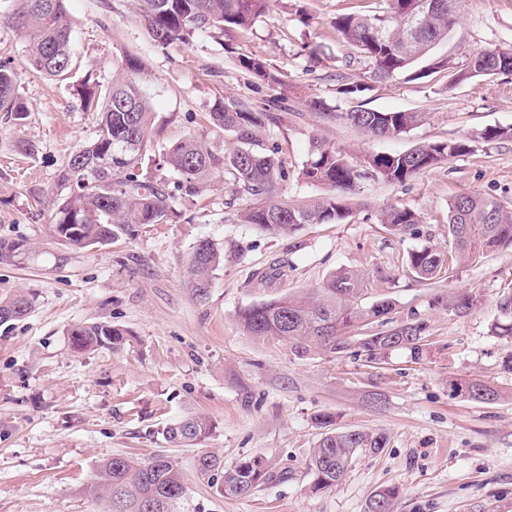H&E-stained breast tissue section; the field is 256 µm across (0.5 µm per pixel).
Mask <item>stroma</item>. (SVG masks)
Instances as JSON below:
<instances>
[{
  "label": "stroma",
  "mask_w": 512,
  "mask_h": 512,
  "mask_svg": "<svg viewBox=\"0 0 512 512\" xmlns=\"http://www.w3.org/2000/svg\"><path fill=\"white\" fill-rule=\"evenodd\" d=\"M384 0H273L251 29L200 35L191 43L156 47L134 0H67L76 69L74 80H112V61L129 52L145 69L143 87L160 116L149 144L163 153L186 137L203 136L215 154L231 138L205 116L233 100L260 110L271 88L251 82L243 57L267 61L287 81L280 123L264 140L277 143L292 170L307 161L311 139L344 152H404L422 144L471 138L467 154L400 185L362 181L345 194L350 214L339 224H308L271 236L240 224L255 206L215 171L211 183L183 200L179 222L148 224L112 244L73 248L55 242L54 187L63 162L94 139L97 116L85 111L72 83L46 79L28 63L29 40L0 6V61L17 73L25 119L0 112V239H21L27 251L0 262V298L21 289L35 296L23 320L0 323V512H103L88 489L100 460L112 455L174 458L189 483L186 512H366L377 490L398 491L395 512H512V337L498 335L499 303L512 296V249L478 263L454 265L420 279L407 265L410 250L445 252L448 205L480 194L512 211V138L483 141L489 127L512 128V74L474 78L449 87L446 72L413 80L371 81L358 53L336 31V16L373 15ZM512 46V0H464L460 17L432 51L465 67L479 50ZM363 83L360 99L340 85ZM321 109H312V102ZM377 111L422 113L396 139L368 136L341 117L354 102ZM34 154H25V147ZM414 211L420 222L400 236L380 224L382 210ZM224 253L210 295L197 303L187 267L199 240ZM341 269L362 274V300L393 302L396 321L427 323L420 353L390 351L370 363L353 351L330 353L246 335L238 312L292 292H312ZM482 304L456 315L442 299L458 292ZM109 322L128 332L120 350L77 353L69 331ZM482 380L497 393L477 401L454 383ZM384 404L368 406L372 393ZM339 430L384 434L381 452L357 453L342 481L310 490V451L319 413ZM209 417L201 447L164 440L162 429L187 414ZM232 465L265 458L274 475L244 498L220 494L198 478L200 449Z\"/></svg>",
  "instance_id": "stroma-1"
}]
</instances>
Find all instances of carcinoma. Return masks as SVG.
<instances>
[{
	"label": "carcinoma",
	"instance_id": "1",
	"mask_svg": "<svg viewBox=\"0 0 512 512\" xmlns=\"http://www.w3.org/2000/svg\"><path fill=\"white\" fill-rule=\"evenodd\" d=\"M7 20L25 29L30 37L28 62L38 73L53 80L71 78L76 67L71 48V24L66 0H11ZM381 14L367 16L347 13L336 17V30L358 49L360 59L378 80L408 73L423 74L414 63L427 56L433 46L448 36L457 23L462 0H386ZM270 0H137L139 12L153 41L159 46L187 43L197 34L227 27L251 28L268 9ZM239 66L251 78L279 84L267 63L246 57ZM432 68L448 73L452 88L492 71L512 74V46L473 53L466 67L458 69L451 59L437 58ZM144 69L140 58L122 54L113 59L112 83L104 86L84 82L78 89L85 108L99 113L96 136L72 153L58 174L54 236L74 247L106 245L134 226L167 224L178 201L199 195L201 188L221 168L238 191L264 199L262 205L240 211L236 220L252 224L272 236L290 235L307 224H338L349 216L339 195L352 190L366 177H378L404 184L420 173L469 152L471 139L420 145L404 153L368 155L366 167L357 169L344 153L311 140L310 156L298 178L328 189V194L310 204H293L279 197L280 188L293 177L279 147L266 145L259 133L277 124L279 105L254 111L230 100L208 113L210 126L231 135L234 146L218 156L205 141L189 136L171 146L152 163L169 172L164 180L143 175L146 147L155 132L157 113L141 85ZM0 112L21 119L28 107L16 92V74L8 63H0ZM345 121L370 136L397 138L413 129L418 112H380L357 105L343 113ZM380 222L399 234L419 223L415 212L389 208ZM448 234L454 253L445 254L428 247L408 252L407 264L419 278L430 280L451 263L480 261L490 251L512 248V212L497 201L464 194L448 204ZM224 262V254L206 240L198 243L189 260L191 296L204 302L210 294L212 272ZM368 292L366 280L350 270L333 274L318 297L285 295L239 310L242 330L249 336L273 337L288 341L301 352L311 342L334 353L332 343L348 349L347 330L371 316L383 318L393 311V303L382 300L381 308H365L361 299ZM480 298L471 291L451 297L446 309L455 313L476 308ZM34 307L30 294L18 291L0 299V322L21 321ZM427 324L402 321L389 330L369 333L359 339L360 350L375 361L398 348L419 352ZM72 348L79 352L99 347L117 350L125 343V331L108 322L75 325L69 332ZM325 429L312 449L308 463L310 488L314 492L336 486L354 455L360 450L380 452L386 447L382 434L358 430L338 432L334 418L323 413L316 418ZM210 420L201 414L189 415L168 426L164 439L182 446L196 445L210 432ZM197 472L209 477L221 473L217 490L230 497H245L270 477L267 463L260 457H243L226 468L210 452L197 457ZM90 492L105 500L108 512H179L187 501L188 483L179 465L165 454L147 460L132 456H112L97 466ZM397 490L385 488L373 494L367 512L379 508L393 512Z\"/></svg>",
	"mask_w": 512,
	"mask_h": 512
}]
</instances>
